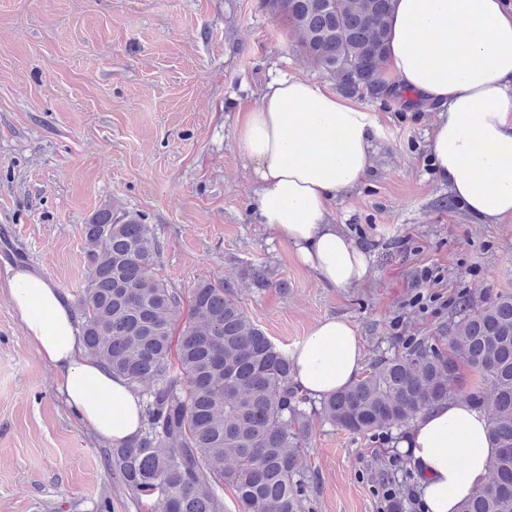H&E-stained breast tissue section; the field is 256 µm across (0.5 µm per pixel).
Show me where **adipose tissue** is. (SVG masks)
Here are the masks:
<instances>
[{"label":"adipose tissue","instance_id":"obj_1","mask_svg":"<svg viewBox=\"0 0 512 512\" xmlns=\"http://www.w3.org/2000/svg\"><path fill=\"white\" fill-rule=\"evenodd\" d=\"M385 80L439 107L430 136L437 175L487 224L512 219V6L505 0H393ZM379 127L368 107L302 78L268 83L240 122L237 150L253 175L254 213L326 288L370 272L368 256L330 221L337 198L367 176ZM10 302L30 345L57 370L81 424L120 445L144 428L127 380L83 356L68 295L42 275L10 270ZM293 381L320 400L358 380L363 343L343 317L319 320L288 354ZM486 414L462 398L428 406L397 449L419 476L424 512H457L485 481L495 448ZM459 464H451L449 455Z\"/></svg>","mask_w":512,"mask_h":512}]
</instances>
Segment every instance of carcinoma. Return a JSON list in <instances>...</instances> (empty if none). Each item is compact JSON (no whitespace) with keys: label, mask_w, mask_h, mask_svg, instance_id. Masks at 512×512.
I'll use <instances>...</instances> for the list:
<instances>
[{"label":"carcinoma","mask_w":512,"mask_h":512,"mask_svg":"<svg viewBox=\"0 0 512 512\" xmlns=\"http://www.w3.org/2000/svg\"><path fill=\"white\" fill-rule=\"evenodd\" d=\"M392 2L269 0L268 8L342 95L403 99L383 78ZM81 235L84 348L144 400V431L108 456L123 484L156 496L161 512H224L226 484L239 512H305L313 417L353 433L389 430L461 395L487 415L497 452L491 481L458 512H512V292L462 299L443 344L424 339L404 356L380 357L350 388L316 402L293 384L288 356L228 282L201 280L186 293L161 275L162 243L140 216L105 209ZM249 276L258 288L272 285L262 263Z\"/></svg>","instance_id":"cac0c4a2"}]
</instances>
